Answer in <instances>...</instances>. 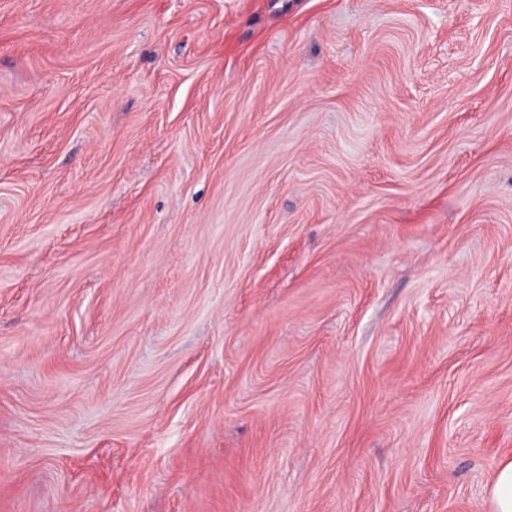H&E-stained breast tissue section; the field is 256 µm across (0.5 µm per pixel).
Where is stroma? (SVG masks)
Instances as JSON below:
<instances>
[{
  "instance_id": "35a3bbf8",
  "label": "stroma",
  "mask_w": 512,
  "mask_h": 512,
  "mask_svg": "<svg viewBox=\"0 0 512 512\" xmlns=\"http://www.w3.org/2000/svg\"><path fill=\"white\" fill-rule=\"evenodd\" d=\"M512 0H0V512H494Z\"/></svg>"
}]
</instances>
